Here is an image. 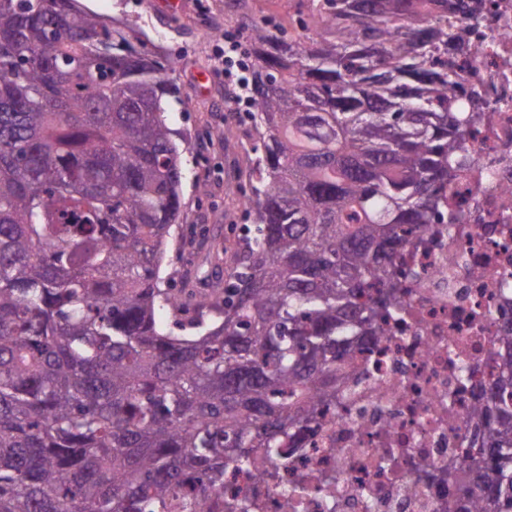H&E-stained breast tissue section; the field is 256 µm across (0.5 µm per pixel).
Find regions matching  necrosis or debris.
I'll list each match as a JSON object with an SVG mask.
<instances>
[{
	"mask_svg": "<svg viewBox=\"0 0 512 512\" xmlns=\"http://www.w3.org/2000/svg\"><path fill=\"white\" fill-rule=\"evenodd\" d=\"M467 68L489 89L448 184L458 224H431L396 255L402 308L336 372L318 411L277 459L224 470V512H455L448 469L475 445L464 411L497 371L512 322V0H473ZM427 459L431 473L419 475Z\"/></svg>",
	"mask_w": 512,
	"mask_h": 512,
	"instance_id": "1",
	"label": "necrosis or debris"
}]
</instances>
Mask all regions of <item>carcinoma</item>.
<instances>
[{"instance_id": "obj_1", "label": "carcinoma", "mask_w": 512, "mask_h": 512, "mask_svg": "<svg viewBox=\"0 0 512 512\" xmlns=\"http://www.w3.org/2000/svg\"><path fill=\"white\" fill-rule=\"evenodd\" d=\"M309 7L286 41L252 25L255 228L166 288L184 173L164 66L77 0H0V512H212L225 466L336 405L339 357L400 303L397 252L460 223L444 192L484 100L468 0ZM500 341L459 512H512Z\"/></svg>"}]
</instances>
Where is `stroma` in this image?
Returning <instances> with one entry per match:
<instances>
[{
    "mask_svg": "<svg viewBox=\"0 0 512 512\" xmlns=\"http://www.w3.org/2000/svg\"><path fill=\"white\" fill-rule=\"evenodd\" d=\"M228 2L182 0L181 7L170 9L161 0H82L90 11L133 24L154 55L174 61V70L164 76L178 87L166 108L167 123L184 150L180 225L205 224L211 237L233 242L251 221L235 196L226 193L230 183L238 194L250 191L246 171L252 156L236 137L250 107L244 102L228 105L214 58L233 47L251 60L252 23H266L273 35L284 39L299 31L308 10L305 0H247L241 12L232 13L226 9Z\"/></svg>",
    "mask_w": 512,
    "mask_h": 512,
    "instance_id": "stroma-1",
    "label": "stroma"
}]
</instances>
